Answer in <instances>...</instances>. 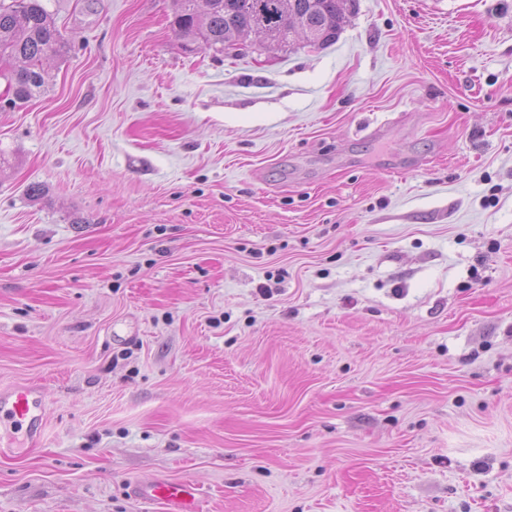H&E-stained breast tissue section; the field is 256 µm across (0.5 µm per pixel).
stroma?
I'll return each instance as SVG.
<instances>
[{"label": "stroma", "instance_id": "1", "mask_svg": "<svg viewBox=\"0 0 512 512\" xmlns=\"http://www.w3.org/2000/svg\"><path fill=\"white\" fill-rule=\"evenodd\" d=\"M49 8L70 50L0 109V391L45 401L0 512H512V0L240 52ZM134 495L148 502H161L167 512H201L200 492L190 480L174 481L156 478L150 483L138 484Z\"/></svg>", "mask_w": 512, "mask_h": 512}]
</instances>
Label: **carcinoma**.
<instances>
[{
    "instance_id": "obj_1",
    "label": "carcinoma",
    "mask_w": 512,
    "mask_h": 512,
    "mask_svg": "<svg viewBox=\"0 0 512 512\" xmlns=\"http://www.w3.org/2000/svg\"><path fill=\"white\" fill-rule=\"evenodd\" d=\"M351 0H173V26L185 47L202 43L207 47L224 45L235 32L249 38L253 27L265 25L268 46H292L288 32L299 25L326 46L336 42L351 9ZM68 42L57 30L45 0H0V58L17 62L18 70L8 73L12 97L3 105L26 100L33 89L44 85L43 61L67 52Z\"/></svg>"
}]
</instances>
